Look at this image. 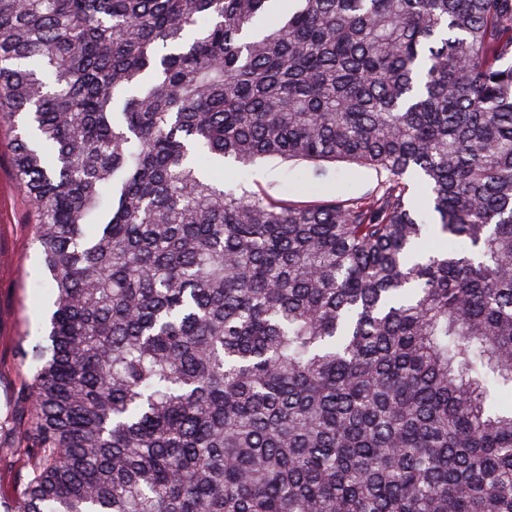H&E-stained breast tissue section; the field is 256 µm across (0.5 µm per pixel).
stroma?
I'll return each mask as SVG.
<instances>
[{
  "label": "stroma",
  "instance_id": "obj_1",
  "mask_svg": "<svg viewBox=\"0 0 512 512\" xmlns=\"http://www.w3.org/2000/svg\"><path fill=\"white\" fill-rule=\"evenodd\" d=\"M10 139L9 129L0 130V448L15 447L29 416V367L20 352L32 350L45 335L54 302L34 242L35 218L12 164ZM247 179L254 190L276 198L302 187L298 200L308 203L341 190L368 193L380 177L373 169L338 163L317 178L311 163L267 157L250 166Z\"/></svg>",
  "mask_w": 512,
  "mask_h": 512
}]
</instances>
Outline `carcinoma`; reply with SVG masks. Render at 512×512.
I'll return each mask as SVG.
<instances>
[{
	"label": "carcinoma",
	"mask_w": 512,
	"mask_h": 512,
	"mask_svg": "<svg viewBox=\"0 0 512 512\" xmlns=\"http://www.w3.org/2000/svg\"><path fill=\"white\" fill-rule=\"evenodd\" d=\"M2 122L55 301L0 503L512 512V0H0ZM271 156L384 179L213 177ZM248 168L247 179L251 187L272 197L278 198L301 185L303 193L292 198L300 203L312 202L341 190L357 195L366 194L380 180L375 170L346 163L328 164V173L319 178L313 177L312 163L284 161L277 157L258 159Z\"/></svg>",
	"instance_id": "cac0c4a2"
}]
</instances>
